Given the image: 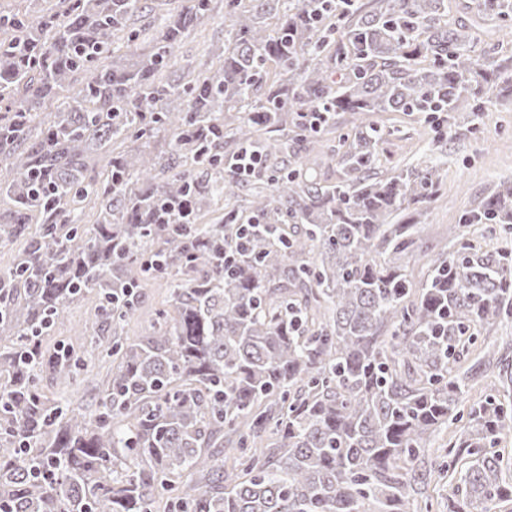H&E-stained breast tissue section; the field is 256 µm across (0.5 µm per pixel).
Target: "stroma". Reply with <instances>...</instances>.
<instances>
[{
  "mask_svg": "<svg viewBox=\"0 0 512 512\" xmlns=\"http://www.w3.org/2000/svg\"><path fill=\"white\" fill-rule=\"evenodd\" d=\"M448 20L471 25L477 41L474 55L481 65L512 57V29L501 21L483 17L476 0H446ZM225 0H212V11L190 34L178 50L179 64L190 70L180 73L181 81H190L218 66L224 51V36L229 28ZM383 131L377 145L383 173L433 163L439 170L437 195L421 211H405L403 220L424 227L421 250L428 258L443 254L448 227L462 223L465 213L487 197L503 181L512 182V98H489L479 116L466 109L446 112L431 118L407 112H372L366 116ZM352 130V115L334 116L331 133L315 138L303 151V168L321 184H333L343 177L336 147L340 138ZM167 287L164 282L149 284L141 291L138 310L124 328L125 335L143 336L151 332L156 312L164 308ZM95 303L90 299L74 302L63 325L46 339L48 348L74 350L87 364L89 375L79 376L70 392L84 404L93 403L105 379L108 366L101 363L91 345Z\"/></svg>",
  "mask_w": 512,
  "mask_h": 512,
  "instance_id": "stroma-1",
  "label": "stroma"
}]
</instances>
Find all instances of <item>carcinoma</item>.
I'll return each instance as SVG.
<instances>
[{"label":"carcinoma","mask_w":512,"mask_h":512,"mask_svg":"<svg viewBox=\"0 0 512 512\" xmlns=\"http://www.w3.org/2000/svg\"><path fill=\"white\" fill-rule=\"evenodd\" d=\"M210 2L160 14L141 51L131 26L144 0L0 13V242L24 240L0 270V512H156L164 496L168 512H418L414 494L434 474L426 451L450 420L462 423L448 443L452 512L512 502V466L489 451L512 439V400L495 390L468 403L470 382L489 374L512 394L509 347L490 341L512 317V249L486 250L469 230L512 235V184L448 225L453 251L416 282L401 261L421 259V225L394 219L429 203L437 169L380 174L382 131L364 119L469 101L476 116L483 98L512 96V64L480 66L472 28L448 23L445 0H378L368 12L298 0L272 26L271 0H229L222 63L188 84L167 77ZM480 8L512 19V0ZM126 30L123 53L115 36ZM329 54L345 81L322 66ZM76 73L82 87L64 94ZM52 98L57 110L39 117ZM231 111L244 116L229 122ZM303 112L326 118L308 130ZM337 112L358 124L343 139L344 178L322 185L288 158ZM162 132L165 158L112 149ZM227 136L260 153L253 174L225 170ZM98 151L101 181L87 177ZM250 181L248 217L198 223ZM186 198L193 223L161 213ZM86 200L99 206L94 224ZM244 223L255 228L227 274L224 250ZM151 280L168 284V308L151 335H122ZM85 297L112 363L89 411L40 387L44 371L64 387L81 373L80 356L45 338ZM479 342L483 355L469 359ZM212 448L235 451L231 469Z\"/></svg>","instance_id":"1"}]
</instances>
